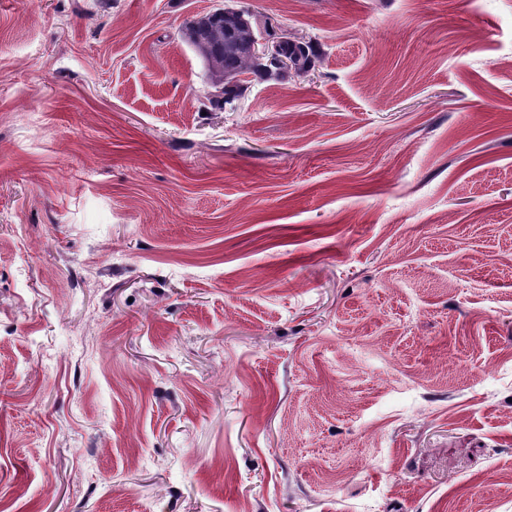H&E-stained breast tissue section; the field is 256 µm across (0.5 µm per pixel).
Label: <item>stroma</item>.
<instances>
[{
    "mask_svg": "<svg viewBox=\"0 0 512 512\" xmlns=\"http://www.w3.org/2000/svg\"><path fill=\"white\" fill-rule=\"evenodd\" d=\"M0 0V512H512V0ZM225 8L215 12L223 14ZM253 23L241 20L235 13L224 15H204L185 23L182 37L192 46L200 58L206 76L210 82L224 80V96L235 100L242 97L247 89L240 82H225L228 77L250 72L264 78L279 77L273 65L255 62L250 55V45L255 38L251 51L256 59L274 61L278 69L288 72L293 69L299 75H306L316 70L320 51L315 44L307 42H284L261 34ZM288 55L286 57L281 53Z\"/></svg>",
    "mask_w": 512,
    "mask_h": 512,
    "instance_id": "1",
    "label": "stroma"
}]
</instances>
